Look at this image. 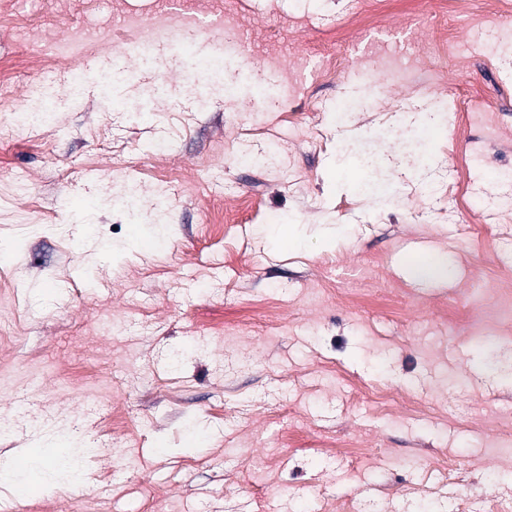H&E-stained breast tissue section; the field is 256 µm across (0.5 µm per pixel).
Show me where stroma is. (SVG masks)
I'll return each mask as SVG.
<instances>
[{
	"label": "stroma",
	"mask_w": 512,
	"mask_h": 512,
	"mask_svg": "<svg viewBox=\"0 0 512 512\" xmlns=\"http://www.w3.org/2000/svg\"><path fill=\"white\" fill-rule=\"evenodd\" d=\"M503 11L0 0L10 102L67 86L88 56L123 65L111 111L95 77L54 129L0 111V418L25 420L0 468L38 448L50 473L59 438L101 449L74 489L44 482L18 505V480L0 481V512H512ZM189 13L240 38L219 79L189 81L162 40L156 66L131 51L132 26L177 35ZM424 127L419 155L404 134ZM93 169L140 183L137 217ZM425 250L443 269L420 280Z\"/></svg>",
	"instance_id": "1"
}]
</instances>
